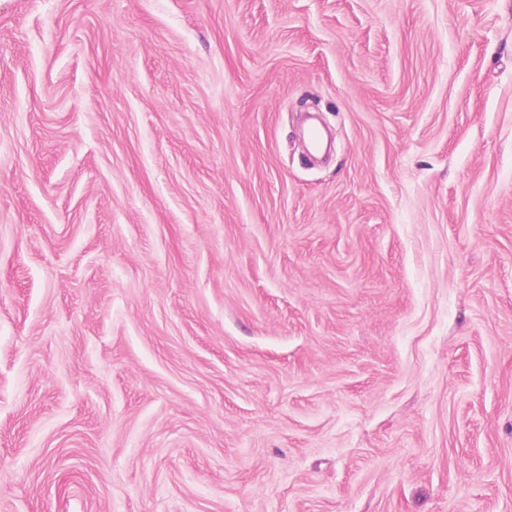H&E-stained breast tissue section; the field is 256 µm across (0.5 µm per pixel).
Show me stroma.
Returning a JSON list of instances; mask_svg holds the SVG:
<instances>
[{
  "label": "stroma",
  "instance_id": "35a3bbf8",
  "mask_svg": "<svg viewBox=\"0 0 512 512\" xmlns=\"http://www.w3.org/2000/svg\"><path fill=\"white\" fill-rule=\"evenodd\" d=\"M0 512H512V0H0Z\"/></svg>",
  "mask_w": 512,
  "mask_h": 512
}]
</instances>
